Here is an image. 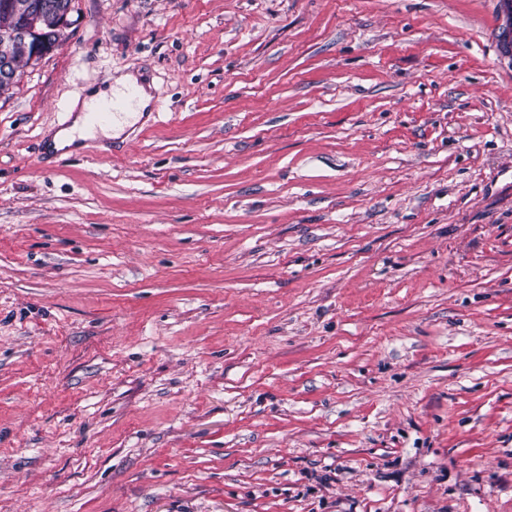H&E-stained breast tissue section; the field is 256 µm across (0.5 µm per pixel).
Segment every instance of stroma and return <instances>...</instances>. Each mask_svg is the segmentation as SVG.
Returning a JSON list of instances; mask_svg holds the SVG:
<instances>
[{
  "mask_svg": "<svg viewBox=\"0 0 512 512\" xmlns=\"http://www.w3.org/2000/svg\"><path fill=\"white\" fill-rule=\"evenodd\" d=\"M69 19L0 91V512H512L502 0ZM131 86H138L140 90L139 102L131 111L136 113L116 121L129 113L126 111L135 106L138 101V89ZM123 92V95L114 97ZM149 101L150 95L147 90L139 85L137 78L130 73L115 78L114 85L111 82L106 89H91L83 100L77 98L71 103L69 112H77V115L69 128L61 129L49 137L47 144L49 150L63 149L73 145L77 139L85 140L94 137L99 132L108 138L118 137L125 127L132 126L142 117V113L146 112ZM93 107L94 109L90 112ZM86 121L91 126L116 122L98 131H88L85 127Z\"/></svg>",
  "mask_w": 512,
  "mask_h": 512,
  "instance_id": "obj_1",
  "label": "stroma"
}]
</instances>
